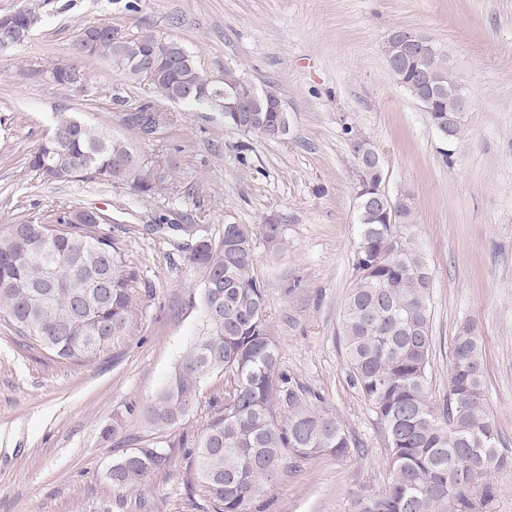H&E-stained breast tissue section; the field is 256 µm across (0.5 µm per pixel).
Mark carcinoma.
I'll use <instances>...</instances> for the list:
<instances>
[{"label": "carcinoma", "instance_id": "carcinoma-1", "mask_svg": "<svg viewBox=\"0 0 512 512\" xmlns=\"http://www.w3.org/2000/svg\"><path fill=\"white\" fill-rule=\"evenodd\" d=\"M108 28L92 38L83 55L111 63L133 83L145 82L133 62L156 52L162 65L149 86L173 100L180 84L188 108L209 107L196 97H222L235 90L248 105L270 104L262 126L247 133L267 139L283 136L288 113L276 109L277 95L258 90L237 71L210 82L193 55L177 41L151 32L125 39L119 48ZM395 82L415 101L433 97L430 123L450 159L464 131L469 104L467 86L448 56L435 44L399 52ZM74 67L54 64L49 77L74 85ZM52 130L31 154L30 167L57 182L116 178L136 195L150 196L164 176L134 167V145L107 129L57 112ZM358 227L354 269L344 299L342 332L353 382L368 401L388 441L390 481L381 490L365 489L350 500L349 512H477L489 501L492 470L508 464L499 452V433L484 403L482 339L471 325L451 342L448 402L439 407L429 392L431 369V272L424 254L408 235L403 249L386 257L392 240L413 221L411 196L403 199L399 223L387 216L380 179L369 175L356 188ZM104 218L81 208H63L47 224H14L0 234V310L16 331L57 357L90 364L129 334L135 313L130 269L120 242L103 227ZM185 259L203 274L202 327L181 355L164 386L152 397L133 402L102 430L114 439L130 423L151 431L148 443L123 453L109 479L118 490L136 491L153 475L171 467L183 448L186 487L212 512H247L260 489L285 467L288 457L308 459L325 452L344 454L350 441L332 412L305 408L278 420L276 400L286 391L278 349L267 317L266 294L255 277L256 242L282 243L283 225L226 224L218 238L204 224L180 226ZM224 377V392L210 398L209 419L192 440H173L168 430L183 422L199 401L201 382ZM461 479L464 491L448 493ZM483 490L480 500L473 493Z\"/></svg>", "mask_w": 512, "mask_h": 512}]
</instances>
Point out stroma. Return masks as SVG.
<instances>
[{
  "label": "stroma",
  "instance_id": "1",
  "mask_svg": "<svg viewBox=\"0 0 512 512\" xmlns=\"http://www.w3.org/2000/svg\"><path fill=\"white\" fill-rule=\"evenodd\" d=\"M26 5L38 24L0 50V230L63 205L99 211L136 273V316L121 344L81 365L20 337L0 312V512H94L103 502L138 512L142 499L150 512H212L188 492L180 457L141 490L114 489L116 454L101 437L114 413L163 387L202 324V274L178 251V233L146 231L162 214L206 225L215 238L228 224L280 218L283 247L257 244L255 266L290 378L278 410L285 418L330 409L351 442L344 455L289 459L248 512H349L351 493L387 485V435L352 382L341 330L355 277L356 138L376 147L389 194L413 199L407 232L432 272L430 395L447 397L452 338L474 324L485 401L500 450L512 454V0H0V15ZM96 23L177 41L206 74L230 67L276 90L287 135L240 133L221 114L186 111L103 61L79 63L77 86L45 77L48 64L70 62L79 29ZM399 26L442 48L470 90L452 159L389 72L382 45ZM143 103L163 113L156 135L124 122ZM62 110L131 140L145 167L167 172L163 190L137 197L33 170L29 158Z\"/></svg>",
  "mask_w": 512,
  "mask_h": 512
}]
</instances>
